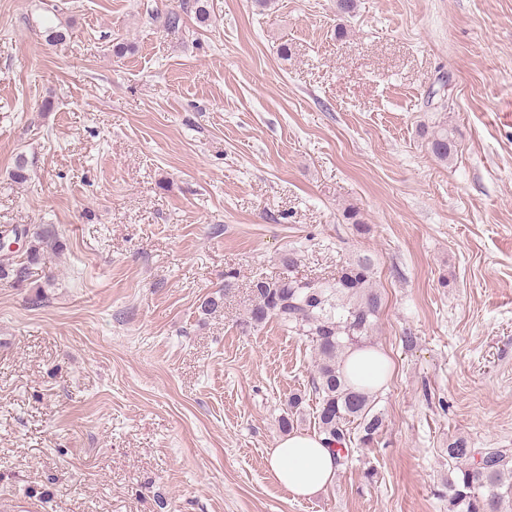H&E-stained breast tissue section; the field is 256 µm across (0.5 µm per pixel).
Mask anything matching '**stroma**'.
Returning a JSON list of instances; mask_svg holds the SVG:
<instances>
[{"mask_svg": "<svg viewBox=\"0 0 512 512\" xmlns=\"http://www.w3.org/2000/svg\"><path fill=\"white\" fill-rule=\"evenodd\" d=\"M203 4L0 0V229L63 243L0 280V512H447L449 440L512 448V0ZM291 251L374 257L392 363L382 432L312 499L268 458L314 352L239 327ZM452 147V140L448 135V125L438 124L431 134L430 148L432 154L439 161H447Z\"/></svg>", "mask_w": 512, "mask_h": 512, "instance_id": "1", "label": "stroma"}]
</instances>
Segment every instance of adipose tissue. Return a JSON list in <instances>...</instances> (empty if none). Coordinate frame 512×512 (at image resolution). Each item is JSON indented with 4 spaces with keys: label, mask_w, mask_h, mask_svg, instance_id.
<instances>
[{
    "label": "adipose tissue",
    "mask_w": 512,
    "mask_h": 512,
    "mask_svg": "<svg viewBox=\"0 0 512 512\" xmlns=\"http://www.w3.org/2000/svg\"><path fill=\"white\" fill-rule=\"evenodd\" d=\"M389 362L375 348L351 352L347 370L355 384L377 390L384 386ZM335 456L321 436L290 433L278 440L269 459L273 481L293 498H310L325 490L336 477Z\"/></svg>",
    "instance_id": "obj_1"
}]
</instances>
